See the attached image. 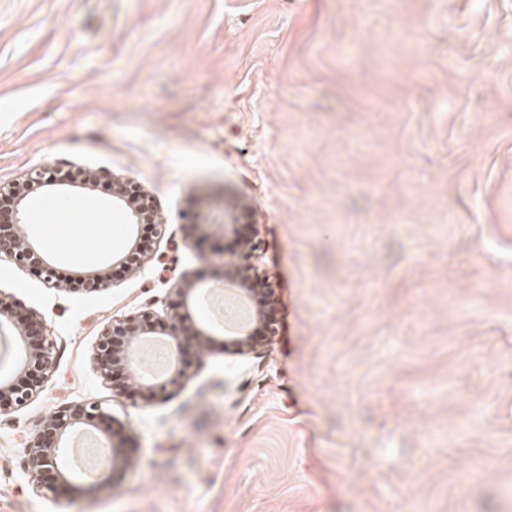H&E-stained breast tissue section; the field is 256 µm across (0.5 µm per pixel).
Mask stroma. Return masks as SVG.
Returning <instances> with one entry per match:
<instances>
[{"mask_svg": "<svg viewBox=\"0 0 512 512\" xmlns=\"http://www.w3.org/2000/svg\"><path fill=\"white\" fill-rule=\"evenodd\" d=\"M98 175L64 223L26 230L75 275L166 234L97 292L0 259V290L46 322L44 391L0 415V512H512V0H0V184ZM252 208L280 332L229 355L213 330L151 405L119 396L97 335L194 274L219 285L222 228ZM95 401L130 465L61 490L24 450L52 410ZM112 205L121 209L128 224H153L158 237L165 235V225L158 220V208L154 197L141 186L112 175ZM212 223V217L207 214L202 208L194 211L189 215V221L182 224L183 238L182 241L185 246L189 247L195 243L200 233L208 231V227ZM151 245L147 247L137 236H130L125 245L112 254V265L123 266L128 272L136 274L143 266L144 259L150 253Z\"/></svg>", "mask_w": 512, "mask_h": 512, "instance_id": "1", "label": "stroma"}]
</instances>
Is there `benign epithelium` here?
Returning <instances> with one entry per match:
<instances>
[{
    "mask_svg": "<svg viewBox=\"0 0 512 512\" xmlns=\"http://www.w3.org/2000/svg\"><path fill=\"white\" fill-rule=\"evenodd\" d=\"M96 181V175L82 169L61 175L55 170L40 168L32 170L22 180L0 185V198L12 200L10 210H0V259L8 257L18 265L33 268L46 283L56 285V260L42 255L36 243L25 237L23 223L29 188L37 186L59 195L83 194L93 190ZM112 206L125 213L127 223L134 226L151 224L158 236L165 235L166 228L158 220L154 197L141 186L115 174L112 175ZM223 223L224 233L231 236L235 245L225 257V284L237 288L246 301L263 306V310L255 315L256 327L243 334L225 336V352L249 355L258 352L277 335V297L266 269L255 262L261 241L251 207L242 200H225ZM210 224L212 217L203 209L191 213L189 221L182 225L185 246L195 243L199 234L208 231ZM149 253L150 248L132 235L112 254V263L135 274ZM109 271V266L101 263L96 265V270L79 272L76 277L83 281L84 289L97 291L109 287ZM205 289L207 286L185 275L170 288L172 299L166 318L143 307L104 326L98 334L93 354L100 377L112 382L119 394L145 405L157 400L159 391L178 386L186 376V365L181 358L185 343L191 342L200 353L210 340L208 329L190 317V309ZM5 331L12 336L13 345L21 356L15 362L13 374L0 378L1 415L20 409L38 396L53 364L52 346L43 319L19 306L11 295L0 291V332ZM158 335L166 337L174 352V360L169 377L147 379L135 368L133 351L140 341ZM104 416L101 405L95 402L67 403L50 412L25 448L26 470L33 480L51 474L57 481L67 483L76 477L66 461L70 441L75 433L96 427V421ZM130 460L131 449L124 447L123 436H112L109 467L126 465Z\"/></svg>",
    "mask_w": 512,
    "mask_h": 512,
    "instance_id": "7a95c632",
    "label": "benign epithelium"
}]
</instances>
